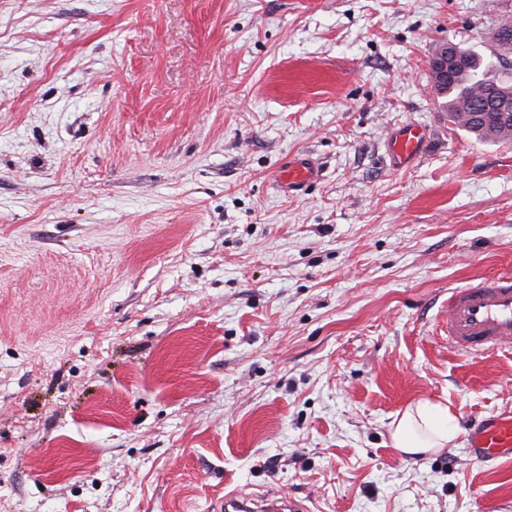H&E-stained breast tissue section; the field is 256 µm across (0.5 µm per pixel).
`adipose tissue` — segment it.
<instances>
[{
  "mask_svg": "<svg viewBox=\"0 0 512 512\" xmlns=\"http://www.w3.org/2000/svg\"><path fill=\"white\" fill-rule=\"evenodd\" d=\"M391 427L394 446L407 454L450 447L458 435L455 418L448 407L427 401L406 407Z\"/></svg>",
  "mask_w": 512,
  "mask_h": 512,
  "instance_id": "1",
  "label": "adipose tissue"
}]
</instances>
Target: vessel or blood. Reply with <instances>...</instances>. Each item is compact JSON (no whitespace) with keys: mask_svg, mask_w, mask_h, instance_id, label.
<instances>
[{"mask_svg":"<svg viewBox=\"0 0 512 512\" xmlns=\"http://www.w3.org/2000/svg\"><path fill=\"white\" fill-rule=\"evenodd\" d=\"M425 138L415 123L399 127L390 139V152L400 165L416 161ZM317 175L315 163L297 159L282 176L284 185L301 187ZM448 343L459 352L482 355L512 351V271L492 276L451 291L448 295ZM469 454L482 461L512 458V410L502 411L470 423Z\"/></svg>","mask_w":512,"mask_h":512,"instance_id":"obj_1","label":"vessel or blood"}]
</instances>
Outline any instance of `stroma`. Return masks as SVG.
<instances>
[{
	"label": "stroma",
	"mask_w": 512,
	"mask_h": 512,
	"mask_svg": "<svg viewBox=\"0 0 512 512\" xmlns=\"http://www.w3.org/2000/svg\"><path fill=\"white\" fill-rule=\"evenodd\" d=\"M512 0H0V512H512V353L448 292L512 268V142L428 61ZM425 128L423 158L387 142ZM317 179L286 193L293 158ZM448 405L454 447L391 423ZM424 129L415 123L399 127L390 139V152L395 163L402 166L416 161L421 156ZM391 427L394 447L406 454L450 448L458 435L455 418L448 407L427 401L406 407ZM467 445L472 457L485 462L512 458V410L470 423ZM249 499L245 496H241L240 493H229L224 496V506H221L220 511L225 512H264V511H283V512H306L308 509L299 502H288V509H275L281 506V500L278 498H272L269 500V505L274 509L267 510H256L248 506Z\"/></svg>",
	"instance_id": "obj_1"
}]
</instances>
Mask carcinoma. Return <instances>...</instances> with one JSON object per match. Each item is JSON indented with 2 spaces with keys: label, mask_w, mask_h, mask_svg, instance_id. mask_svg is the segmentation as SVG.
<instances>
[{
  "label": "carcinoma",
  "mask_w": 512,
  "mask_h": 512,
  "mask_svg": "<svg viewBox=\"0 0 512 512\" xmlns=\"http://www.w3.org/2000/svg\"><path fill=\"white\" fill-rule=\"evenodd\" d=\"M495 60L460 49L464 63L448 82L433 81L451 123L481 143H498L502 131L512 132V118L501 119L502 105H512V24L491 29Z\"/></svg>",
  "instance_id": "1"
}]
</instances>
